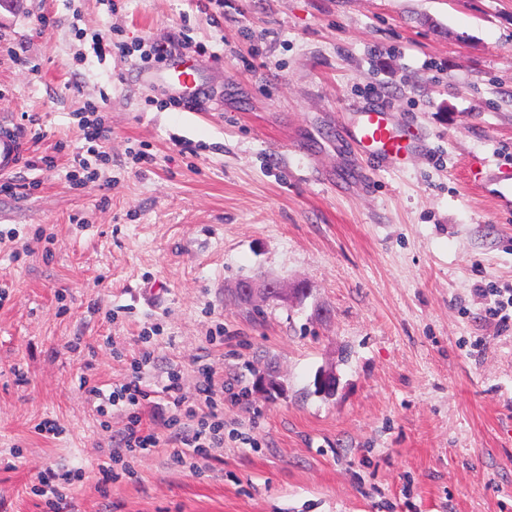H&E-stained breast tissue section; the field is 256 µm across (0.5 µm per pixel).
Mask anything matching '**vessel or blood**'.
Wrapping results in <instances>:
<instances>
[{"instance_id": "vessel-or-blood-1", "label": "vessel or blood", "mask_w": 512, "mask_h": 512, "mask_svg": "<svg viewBox=\"0 0 512 512\" xmlns=\"http://www.w3.org/2000/svg\"><path fill=\"white\" fill-rule=\"evenodd\" d=\"M159 79L173 94L187 99L198 96L203 88L200 67L183 59L166 63ZM346 135L365 156L384 164L404 163L416 150L410 133L399 125L393 112L381 106L354 112L346 126ZM23 149L20 133L8 124H1L0 167L16 165ZM483 182L489 186L499 210L512 212V166L488 167Z\"/></svg>"}]
</instances>
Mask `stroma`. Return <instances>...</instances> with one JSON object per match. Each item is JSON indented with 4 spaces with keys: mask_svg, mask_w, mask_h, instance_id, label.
I'll return each instance as SVG.
<instances>
[{
    "mask_svg": "<svg viewBox=\"0 0 512 512\" xmlns=\"http://www.w3.org/2000/svg\"><path fill=\"white\" fill-rule=\"evenodd\" d=\"M181 34L200 109L161 108L138 62ZM89 101L112 135L78 187ZM375 104L425 138L399 167L343 135ZM0 115L29 137L27 194L0 192V512H49L48 468L85 472L66 512H512V328L481 296L512 286V213L480 190L512 163V0H0ZM252 279L307 293L232 301ZM146 348L149 399L100 418L83 378L124 382ZM205 367L224 445L178 462L167 422L190 426ZM135 412L159 443L99 486Z\"/></svg>",
    "mask_w": 512,
    "mask_h": 512,
    "instance_id": "1",
    "label": "stroma"
}]
</instances>
